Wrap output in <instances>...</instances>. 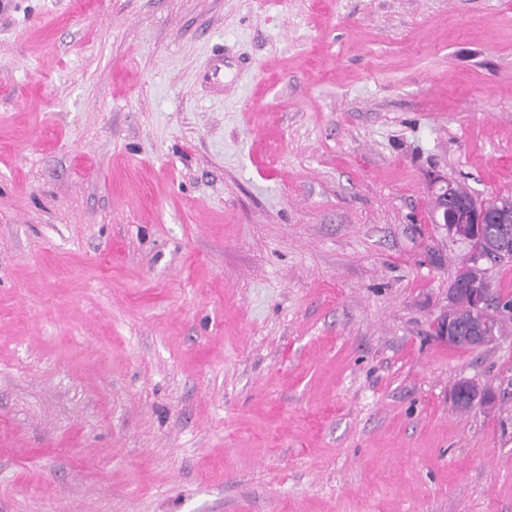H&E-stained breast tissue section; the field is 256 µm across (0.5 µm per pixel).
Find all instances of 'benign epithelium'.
Listing matches in <instances>:
<instances>
[{
    "label": "benign epithelium",
    "instance_id": "7a95c632",
    "mask_svg": "<svg viewBox=\"0 0 512 512\" xmlns=\"http://www.w3.org/2000/svg\"><path fill=\"white\" fill-rule=\"evenodd\" d=\"M434 202L435 223L442 226L449 237L468 243L479 236H487L496 253L512 254V213L499 210L493 203L483 202L472 194L461 201L448 185L436 189ZM455 399L472 406L478 402L489 403L467 380L458 383Z\"/></svg>",
    "mask_w": 512,
    "mask_h": 512
}]
</instances>
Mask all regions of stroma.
Segmentation results:
<instances>
[{"label": "stroma", "instance_id": "35a3bbf8", "mask_svg": "<svg viewBox=\"0 0 512 512\" xmlns=\"http://www.w3.org/2000/svg\"><path fill=\"white\" fill-rule=\"evenodd\" d=\"M434 176L512 195V0H0V512H512ZM486 270L482 267H475L471 272V279L464 283L461 288H470L471 285L483 286L485 283L489 286ZM461 288H456V284H452L451 288L448 289V315H444L441 320L445 329V332L442 336H439L442 340L447 341L449 344H453L452 335L448 334V329L451 328L452 322V302L459 294H462ZM451 330H453L451 328Z\"/></svg>", "mask_w": 512, "mask_h": 512}]
</instances>
